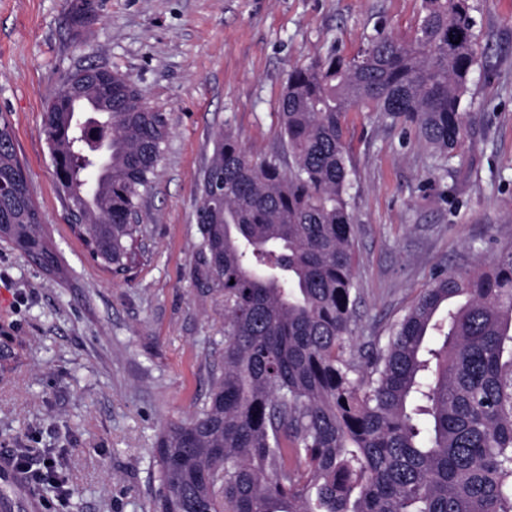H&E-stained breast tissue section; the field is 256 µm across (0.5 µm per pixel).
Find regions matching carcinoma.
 <instances>
[{"label": "carcinoma", "mask_w": 512, "mask_h": 512, "mask_svg": "<svg viewBox=\"0 0 512 512\" xmlns=\"http://www.w3.org/2000/svg\"><path fill=\"white\" fill-rule=\"evenodd\" d=\"M476 41L469 0H422L409 40L378 29L352 57L290 71L272 154L215 135L197 185V266L224 302V350L205 357L207 394L159 432L148 512H512V245L437 278L386 340L358 346L352 329L346 114L365 105L414 125L447 166ZM43 128L61 199L83 212L73 228L98 265L126 272L166 117L127 75L89 66ZM0 239L61 271L3 114Z\"/></svg>", "instance_id": "1"}]
</instances>
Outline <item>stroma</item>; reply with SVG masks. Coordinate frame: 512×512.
I'll use <instances>...</instances> for the list:
<instances>
[{
  "label": "stroma",
  "mask_w": 512,
  "mask_h": 512,
  "mask_svg": "<svg viewBox=\"0 0 512 512\" xmlns=\"http://www.w3.org/2000/svg\"><path fill=\"white\" fill-rule=\"evenodd\" d=\"M421 0H0V113L62 257L48 276L0 240V455L53 451L67 500L39 512H142L156 436L183 419L224 347V305L196 278L197 182L218 130L257 158L278 140L289 72L355 55L377 27L407 39ZM478 65L447 167L414 128L348 112L355 336H383L443 271L512 244V0H470ZM128 75L164 113L139 202L146 257L111 276L71 232L42 116L76 69Z\"/></svg>",
  "instance_id": "35a3bbf8"
}]
</instances>
